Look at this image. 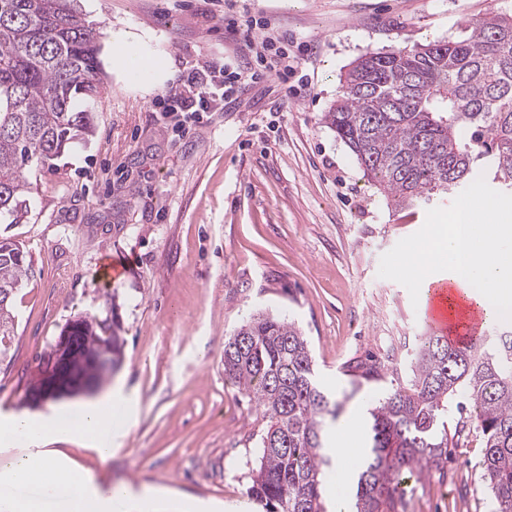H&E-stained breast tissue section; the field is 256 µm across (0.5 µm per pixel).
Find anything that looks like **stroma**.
<instances>
[{"instance_id": "stroma-1", "label": "stroma", "mask_w": 512, "mask_h": 512, "mask_svg": "<svg viewBox=\"0 0 512 512\" xmlns=\"http://www.w3.org/2000/svg\"><path fill=\"white\" fill-rule=\"evenodd\" d=\"M249 13L300 43L308 94L285 98L273 77L203 113L179 138L183 115L157 111L186 64L220 62L239 41L209 0H80L102 29L103 97L95 133L55 168L30 175V210L11 233L33 275L16 299L17 327L0 355V426L24 409L37 358L66 323L87 315L120 326L124 359L102 388L138 399L135 424L100 460L81 442L51 449L101 483H150L185 502L246 504L262 411L224 379V342L252 315L294 321L321 386L356 416L407 384L427 327L407 289L379 278L380 257L417 232L426 207L397 210L364 177L323 121L339 77L361 54L444 41L512 0H245ZM163 62L166 77L130 84L112 63V34ZM288 109L276 111L280 100ZM117 261V278L102 265ZM448 460L406 496V512H492L481 479L484 442L470 414H451Z\"/></svg>"}]
</instances>
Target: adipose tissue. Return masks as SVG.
Returning a JSON list of instances; mask_svg holds the SVG:
<instances>
[{"label": "adipose tissue", "instance_id": "1", "mask_svg": "<svg viewBox=\"0 0 512 512\" xmlns=\"http://www.w3.org/2000/svg\"><path fill=\"white\" fill-rule=\"evenodd\" d=\"M128 404V397L116 389L111 396L85 407L78 422H71L62 413L40 419L19 414L11 418L0 434L29 443L76 438L106 459L112 456L123 430L133 424L132 419L113 415L116 408ZM32 483L38 484V493L20 499L9 496V489ZM49 499L61 500L66 512H160L164 493L151 486L137 489L122 482L101 484L64 455L46 451L25 453L0 469V512H45Z\"/></svg>", "mask_w": 512, "mask_h": 512}]
</instances>
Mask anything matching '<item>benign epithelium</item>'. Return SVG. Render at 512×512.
Listing matches in <instances>:
<instances>
[{"mask_svg":"<svg viewBox=\"0 0 512 512\" xmlns=\"http://www.w3.org/2000/svg\"><path fill=\"white\" fill-rule=\"evenodd\" d=\"M98 322L90 316H79L67 322L60 336L40 357L30 372L25 405L37 408L48 400L99 391L112 376L122 355L112 347L88 349L83 338Z\"/></svg>","mask_w":512,"mask_h":512,"instance_id":"obj_1","label":"benign epithelium"}]
</instances>
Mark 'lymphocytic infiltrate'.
I'll return each instance as SVG.
<instances>
[{
	"mask_svg": "<svg viewBox=\"0 0 512 512\" xmlns=\"http://www.w3.org/2000/svg\"><path fill=\"white\" fill-rule=\"evenodd\" d=\"M224 28L239 38L249 61L228 57L221 63L184 68L174 92L158 101L163 111L206 112L214 105L232 102L241 86L296 75L300 57L291 52L287 38L271 32L267 19L246 15L238 0H224Z\"/></svg>",
	"mask_w": 512,
	"mask_h": 512,
	"instance_id": "f902f5d3",
	"label": "lymphocytic infiltrate"
}]
</instances>
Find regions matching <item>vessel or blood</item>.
Returning a JSON list of instances; mask_svg holds the SVG:
<instances>
[{
  "instance_id": "1",
  "label": "vessel or blood",
  "mask_w": 512,
  "mask_h": 512,
  "mask_svg": "<svg viewBox=\"0 0 512 512\" xmlns=\"http://www.w3.org/2000/svg\"><path fill=\"white\" fill-rule=\"evenodd\" d=\"M458 295L446 278L431 276L423 294L424 319L432 330L455 342H477L487 330L484 314L474 303L459 300Z\"/></svg>"
}]
</instances>
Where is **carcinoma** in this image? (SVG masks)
Wrapping results in <instances>:
<instances>
[{"instance_id": "1", "label": "carcinoma", "mask_w": 512, "mask_h": 512, "mask_svg": "<svg viewBox=\"0 0 512 512\" xmlns=\"http://www.w3.org/2000/svg\"><path fill=\"white\" fill-rule=\"evenodd\" d=\"M99 35L77 0H0V224L28 214L26 169L54 167L92 132L82 105L101 97ZM324 121L395 209L451 195L481 174L512 192V15L472 19L454 40L365 52L341 76ZM29 271L20 242L0 237V290L11 292L0 345L15 334L14 302ZM224 378L268 419L249 499L263 512H328L324 425L338 405L316 382L300 328L252 317L224 343ZM459 394L483 437L495 512H512L511 334L469 347L422 338L408 386L368 410L356 512H404L408 483L446 453L449 403Z\"/></svg>"}]
</instances>
